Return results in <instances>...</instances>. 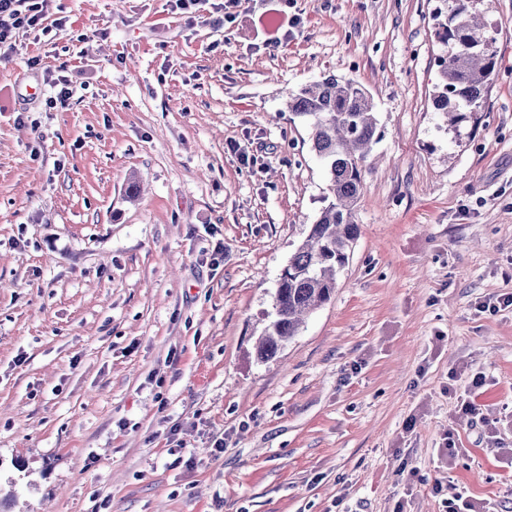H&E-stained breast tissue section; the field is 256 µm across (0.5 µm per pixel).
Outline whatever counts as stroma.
Here are the masks:
<instances>
[{"label":"stroma","mask_w":512,"mask_h":512,"mask_svg":"<svg viewBox=\"0 0 512 512\" xmlns=\"http://www.w3.org/2000/svg\"><path fill=\"white\" fill-rule=\"evenodd\" d=\"M60 4L0 60L25 108L0 101V512H450L439 479L512 512V308H486L512 294V0L473 2L500 67L452 127L449 0ZM328 75L367 89L378 162L331 300L261 362L332 199L286 100Z\"/></svg>","instance_id":"35a3bbf8"}]
</instances>
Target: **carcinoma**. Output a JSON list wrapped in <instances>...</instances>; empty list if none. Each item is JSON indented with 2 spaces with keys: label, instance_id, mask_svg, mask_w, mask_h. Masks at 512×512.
Segmentation results:
<instances>
[{
  "label": "carcinoma",
  "instance_id": "carcinoma-1",
  "mask_svg": "<svg viewBox=\"0 0 512 512\" xmlns=\"http://www.w3.org/2000/svg\"><path fill=\"white\" fill-rule=\"evenodd\" d=\"M471 0H453L437 36L448 54L438 57L442 83L434 107L456 122L479 112L498 69L496 38ZM288 107L308 121L312 149L330 175L333 200L322 209L309 234L279 278L274 316L259 338L261 361L276 356L297 335L303 316L330 300L338 273L349 260L359 234L354 208L360 197L367 160L379 139L372 98L352 78L328 76L288 94Z\"/></svg>",
  "mask_w": 512,
  "mask_h": 512
}]
</instances>
